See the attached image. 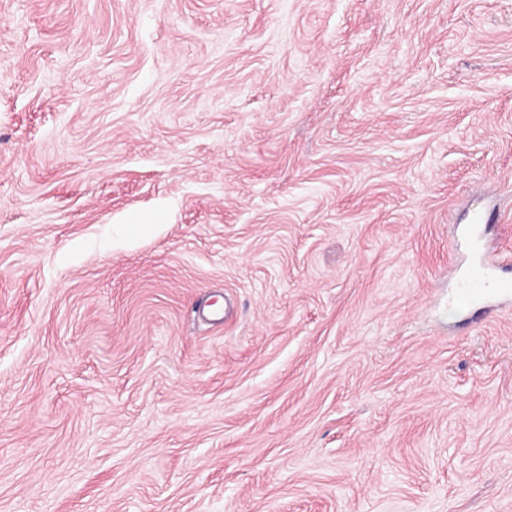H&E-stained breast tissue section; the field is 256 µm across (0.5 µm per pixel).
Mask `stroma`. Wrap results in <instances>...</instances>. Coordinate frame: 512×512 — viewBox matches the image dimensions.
Instances as JSON below:
<instances>
[{"label":"stroma","instance_id":"stroma-1","mask_svg":"<svg viewBox=\"0 0 512 512\" xmlns=\"http://www.w3.org/2000/svg\"><path fill=\"white\" fill-rule=\"evenodd\" d=\"M486 209L512 0H0V512H512ZM475 257L457 279L456 295L470 304L490 296L512 297V278L499 277L482 245L475 242Z\"/></svg>","mask_w":512,"mask_h":512}]
</instances>
